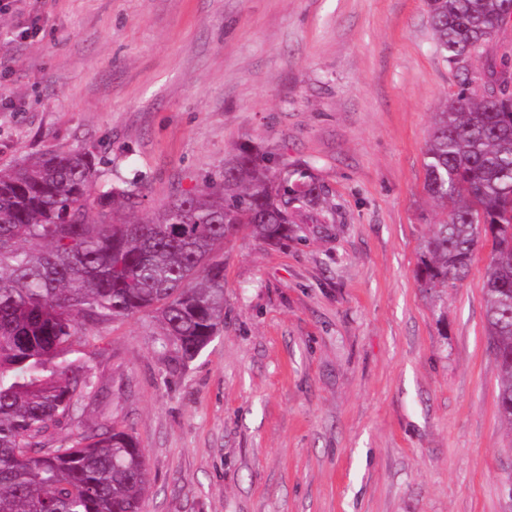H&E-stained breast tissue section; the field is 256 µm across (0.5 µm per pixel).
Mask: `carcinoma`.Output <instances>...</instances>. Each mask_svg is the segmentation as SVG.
Listing matches in <instances>:
<instances>
[{
    "label": "carcinoma",
    "mask_w": 512,
    "mask_h": 512,
    "mask_svg": "<svg viewBox=\"0 0 512 512\" xmlns=\"http://www.w3.org/2000/svg\"><path fill=\"white\" fill-rule=\"evenodd\" d=\"M438 50L461 78L435 113L424 191L444 210L431 225L419 280L440 298L491 243L483 279L498 366V412L512 430V90L487 87L474 62L512 0H427ZM281 176L239 146L224 175L142 216L135 181L104 186L90 149L47 152L0 169V512H142L144 450L129 431L93 427L70 446L52 430L95 388L82 329L152 312L183 361L224 323V259L241 228L276 244L321 223L323 187Z\"/></svg>",
    "instance_id": "carcinoma-1"
}]
</instances>
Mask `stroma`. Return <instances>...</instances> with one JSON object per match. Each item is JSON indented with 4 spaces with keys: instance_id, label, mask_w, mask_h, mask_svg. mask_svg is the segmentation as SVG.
<instances>
[{
    "instance_id": "35a3bbf8",
    "label": "stroma",
    "mask_w": 512,
    "mask_h": 512,
    "mask_svg": "<svg viewBox=\"0 0 512 512\" xmlns=\"http://www.w3.org/2000/svg\"><path fill=\"white\" fill-rule=\"evenodd\" d=\"M459 89L426 0H0V167L89 148L144 210L240 144L323 185L331 214L224 247V325L181 361L150 313L88 330L94 424L147 458L143 512H512V430L485 331L488 247L417 280L435 112Z\"/></svg>"
}]
</instances>
